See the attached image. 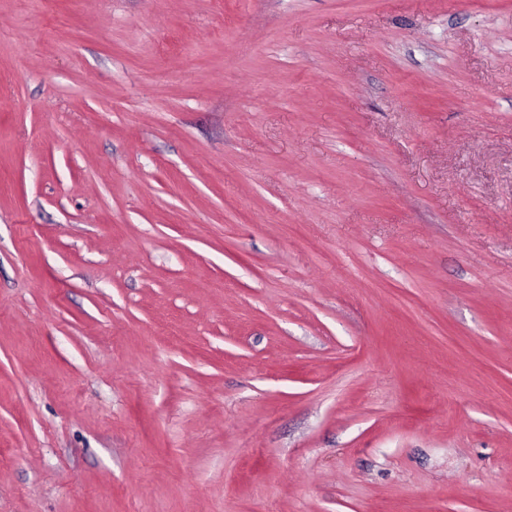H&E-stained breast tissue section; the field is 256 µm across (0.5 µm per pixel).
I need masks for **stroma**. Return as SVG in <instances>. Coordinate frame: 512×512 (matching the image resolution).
Wrapping results in <instances>:
<instances>
[{
  "mask_svg": "<svg viewBox=\"0 0 512 512\" xmlns=\"http://www.w3.org/2000/svg\"><path fill=\"white\" fill-rule=\"evenodd\" d=\"M0 512H512V0H0Z\"/></svg>",
  "mask_w": 512,
  "mask_h": 512,
  "instance_id": "stroma-1",
  "label": "stroma"
}]
</instances>
